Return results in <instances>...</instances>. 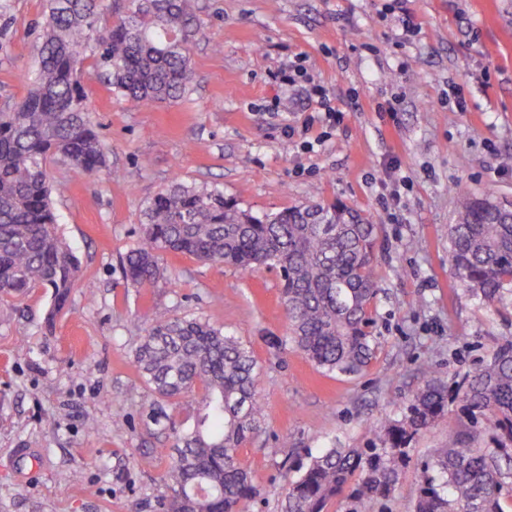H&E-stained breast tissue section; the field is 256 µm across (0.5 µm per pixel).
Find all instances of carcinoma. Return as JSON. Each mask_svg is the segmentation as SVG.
I'll return each instance as SVG.
<instances>
[{
    "label": "carcinoma",
    "mask_w": 512,
    "mask_h": 512,
    "mask_svg": "<svg viewBox=\"0 0 512 512\" xmlns=\"http://www.w3.org/2000/svg\"><path fill=\"white\" fill-rule=\"evenodd\" d=\"M105 0H47L39 61L27 95L0 112V295L51 290L62 308L80 268L57 234L48 164L62 161L93 174L107 151L91 120L78 74L97 58L112 91L139 106L173 101L190 90L191 37L201 31L192 0H128L109 27ZM449 262L474 296L492 305L512 290V211L492 192L455 189ZM166 254L213 266L279 272L291 344L327 374L356 376L373 358L368 310L377 296L376 225L339 202L254 214L218 189L177 179L143 209L140 240L123 260L136 287L161 275ZM134 366L156 399L198 393L181 422L169 423L171 453L159 512H241L255 488L237 451L259 434L264 409L256 395L253 352L207 319L158 313L144 330ZM466 422L448 424L451 441L420 470L414 512H506L512 480V343L463 385ZM448 387L435 376L390 424L381 447L329 448L285 483L282 512H327L357 473L350 512L391 496L414 437L447 415ZM491 444L481 443L483 431Z\"/></svg>",
    "instance_id": "carcinoma-1"
}]
</instances>
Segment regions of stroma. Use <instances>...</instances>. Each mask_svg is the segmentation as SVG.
<instances>
[{"label": "stroma", "instance_id": "stroma-1", "mask_svg": "<svg viewBox=\"0 0 512 512\" xmlns=\"http://www.w3.org/2000/svg\"><path fill=\"white\" fill-rule=\"evenodd\" d=\"M194 2L202 32L184 99L137 106L84 63L109 151L96 175L49 166L57 231L81 265L65 308L47 322L43 288L0 300V512H157L165 434L115 421L151 400L133 350L160 311L224 326L258 361L266 422L238 451L256 488L245 512H280L285 476L309 456L377 443L428 375L447 384L448 415L460 417L459 382L512 343V295L486 306L448 261L454 187L512 200V0ZM44 10L45 0H0V110L27 93ZM295 59L343 113L334 128L314 126L311 149L284 131L286 116L311 112L286 84ZM176 178L255 213L339 199L377 224L378 347L361 376L323 373L276 344L287 317L273 271L170 255L165 277L127 283L122 260L143 207ZM282 439L281 454L266 456ZM447 444L441 424L415 436L392 512H413L420 464ZM75 468L77 485L65 479Z\"/></svg>", "mask_w": 512, "mask_h": 512}]
</instances>
